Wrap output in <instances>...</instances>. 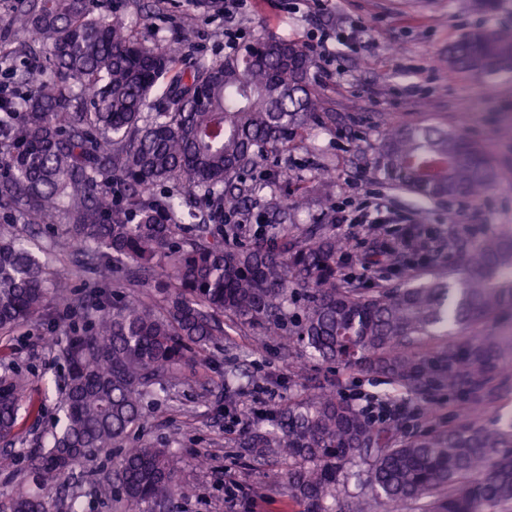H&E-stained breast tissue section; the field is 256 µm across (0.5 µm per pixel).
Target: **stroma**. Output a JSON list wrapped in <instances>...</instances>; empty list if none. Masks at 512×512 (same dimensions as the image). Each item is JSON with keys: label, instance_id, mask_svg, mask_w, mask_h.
I'll use <instances>...</instances> for the list:
<instances>
[{"label": "stroma", "instance_id": "stroma-1", "mask_svg": "<svg viewBox=\"0 0 512 512\" xmlns=\"http://www.w3.org/2000/svg\"><path fill=\"white\" fill-rule=\"evenodd\" d=\"M502 8L481 5L462 10L452 0H249L238 24L246 42L272 34L308 41L311 30L335 37L345 33L356 45L334 60L331 77L314 73L313 83L336 113L335 125L315 130L305 144L279 152L262 168L268 203H284L303 192L306 204L291 217L294 224H318L321 203L344 210L348 221L335 225L354 253L375 243L404 239L417 227L416 247L430 255L428 264L398 266L387 278L394 288L429 281L438 269L451 278L462 275L466 251L488 238L512 235V70L487 77L449 80L442 62L448 47L478 27L512 28V0ZM130 33L153 41L178 33L187 38L190 59L224 58V22L208 0L189 5L172 0L162 16L127 5ZM416 123L466 135L487 147L499 180L481 199H419L410 191L375 177L369 161L387 123ZM383 213L387 224L378 232L361 224L360 216ZM456 223H449V214ZM59 233L43 224L37 243L49 255L50 279L70 303L96 285L90 273L74 271L75 249L57 250ZM42 323L32 322L0 335V365L26 374L33 407L22 414L14 443V465L0 470V500L31 486L26 455L48 440L60 394L57 379L67 372L62 346L47 339ZM333 382L342 398L360 392L387 393L403 402V437L458 424L460 394L441 392L424 399L406 397L386 379L357 369L338 370L311 361L302 346L283 347L279 337L249 326L228 336L203 354L201 361L170 389L164 404L146 401V418L119 447L101 454L75 486L83 512H115L116 465L125 449L150 442L175 448L181 457L179 480L188 490L175 512H298L285 491L286 465L279 457L259 460L242 448L244 431L270 428L258 419L268 398L284 403L305 389ZM238 486L236 497L225 482Z\"/></svg>", "mask_w": 512, "mask_h": 512}]
</instances>
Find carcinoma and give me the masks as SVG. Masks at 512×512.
Here are the masks:
<instances>
[{
  "mask_svg": "<svg viewBox=\"0 0 512 512\" xmlns=\"http://www.w3.org/2000/svg\"><path fill=\"white\" fill-rule=\"evenodd\" d=\"M13 35L33 32L49 47L27 56L0 98V333L49 312L48 257L22 228L63 219L61 242L83 246L80 267L112 284V302L93 288L73 306L91 328L66 332L68 372L47 444L28 451L40 486L69 491L75 474L145 418L144 401L237 326L290 329L312 359L383 375L420 398L466 393L464 422L403 438L396 415L381 422L322 384L276 409V430L247 440L256 457L288 462L286 490L299 512H512V425L480 423L483 391L512 367V338L484 334L422 351L448 322L488 324L512 307V237L488 239L463 257L456 290L447 274L410 288L366 290L340 273L347 244L325 224L290 232L265 224L239 239L240 220L260 205L266 183L247 178L268 152L302 143L336 120L312 87L315 50L288 38L260 39L264 51L182 65L184 37L147 43L129 33L126 11L103 0H14ZM448 73L480 77L512 67V30L480 28L448 49ZM372 169L423 199L481 198L498 179L478 142L434 127H390ZM202 193L207 214L178 220ZM402 245L355 255L387 269ZM132 288H146L140 299ZM31 380L0 375V440L18 436ZM368 461L370 491H346L351 467ZM177 450L128 449L118 463L116 503L155 512L185 494ZM0 512H53L25 491Z\"/></svg>",
  "mask_w": 512,
  "mask_h": 512,
  "instance_id": "carcinoma-1",
  "label": "carcinoma"
}]
</instances>
